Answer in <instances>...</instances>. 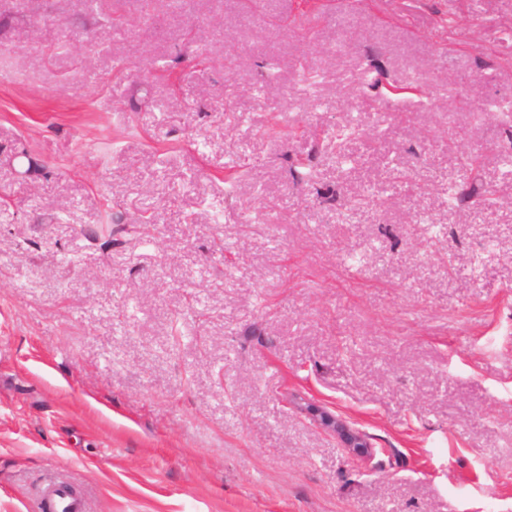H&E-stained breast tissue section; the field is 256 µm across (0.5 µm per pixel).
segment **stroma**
Listing matches in <instances>:
<instances>
[{
  "instance_id": "stroma-1",
  "label": "stroma",
  "mask_w": 512,
  "mask_h": 512,
  "mask_svg": "<svg viewBox=\"0 0 512 512\" xmlns=\"http://www.w3.org/2000/svg\"><path fill=\"white\" fill-rule=\"evenodd\" d=\"M501 101L512 0H0V512H512ZM310 419L324 429L336 434L342 447L348 448L361 462L367 464L373 460L376 450L365 434L337 420L334 415L318 407L303 409ZM47 485H52L44 498L37 503L39 512H85V504L73 487L62 480H51Z\"/></svg>"
}]
</instances>
